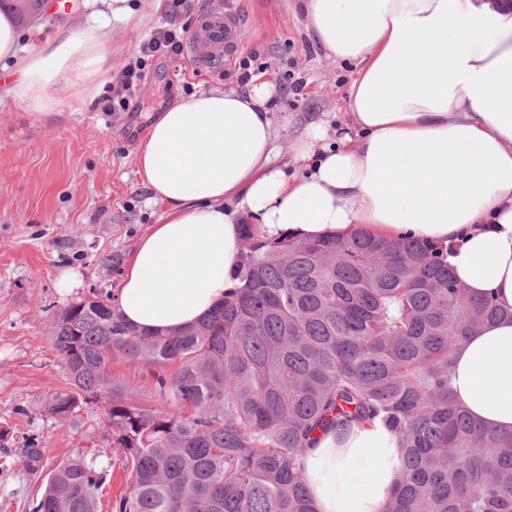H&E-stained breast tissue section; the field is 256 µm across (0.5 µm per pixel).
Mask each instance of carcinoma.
Returning a JSON list of instances; mask_svg holds the SVG:
<instances>
[{
  "label": "carcinoma",
  "instance_id": "carcinoma-1",
  "mask_svg": "<svg viewBox=\"0 0 512 512\" xmlns=\"http://www.w3.org/2000/svg\"><path fill=\"white\" fill-rule=\"evenodd\" d=\"M9 5L18 20L39 0ZM240 286L197 325L139 331L92 297L54 314L67 387L45 404L66 419L103 400L132 476L112 512H318L301 460L315 433L381 418L397 436L398 480L383 512H512V433L454 399L452 356L496 320L443 251L362 229L263 239L243 225ZM144 367L154 404L132 400L112 357ZM48 449L27 438L24 469ZM108 467L78 456L46 479L31 512H98Z\"/></svg>",
  "mask_w": 512,
  "mask_h": 512
}]
</instances>
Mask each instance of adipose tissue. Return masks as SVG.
I'll return each instance as SVG.
<instances>
[{
    "label": "adipose tissue",
    "instance_id": "adipose-tissue-1",
    "mask_svg": "<svg viewBox=\"0 0 512 512\" xmlns=\"http://www.w3.org/2000/svg\"><path fill=\"white\" fill-rule=\"evenodd\" d=\"M301 3L326 58L357 67L347 128L331 143L312 123L278 164L268 83L160 112L135 166L163 215L127 257L114 308L139 330L197 324L236 287L252 222L269 240L362 227L440 245L469 294L505 312L456 349L455 398L512 432V0ZM1 59L16 66L0 94L28 112L83 111L112 81V53L91 28L24 33L0 12ZM396 456L378 418L318 434L303 466L319 512H381Z\"/></svg>",
    "mask_w": 512,
    "mask_h": 512
}]
</instances>
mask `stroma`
I'll use <instances>...</instances> for the list:
<instances>
[{
    "instance_id": "obj_1",
    "label": "stroma",
    "mask_w": 512,
    "mask_h": 512,
    "mask_svg": "<svg viewBox=\"0 0 512 512\" xmlns=\"http://www.w3.org/2000/svg\"><path fill=\"white\" fill-rule=\"evenodd\" d=\"M214 0H193L190 11L171 4L127 0L141 25L122 29L111 14L93 16L86 0L64 17L45 24L73 34L96 26L120 69L140 41L168 21L193 28ZM246 22V37L232 59L200 68L188 56L153 59L127 110H111V90L81 112L32 113L0 101V430L8 433L9 454L0 453V512H26L44 490L23 468L20 451L29 434H39L53 469L79 451L97 455L112 473L100 494L101 512L129 489L131 476L113 448L102 406L90 400L73 418L59 420L43 406L67 385V369L49 344L53 312L89 297L114 292L125 258L162 208L136 173L134 154L152 116L203 91L238 88L241 63L273 86L268 108L280 127L279 161L292 140L324 119L348 120L345 99L353 64L327 60L307 31L298 0H234ZM301 84L300 94L289 85ZM80 284L58 286L62 272Z\"/></svg>"
}]
</instances>
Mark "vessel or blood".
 <instances>
[{
  "label": "vessel or blood",
  "mask_w": 512,
  "mask_h": 512,
  "mask_svg": "<svg viewBox=\"0 0 512 512\" xmlns=\"http://www.w3.org/2000/svg\"><path fill=\"white\" fill-rule=\"evenodd\" d=\"M243 42V22L227 0H217L205 13L189 40L194 62L201 65L222 63Z\"/></svg>",
  "instance_id": "1"
}]
</instances>
